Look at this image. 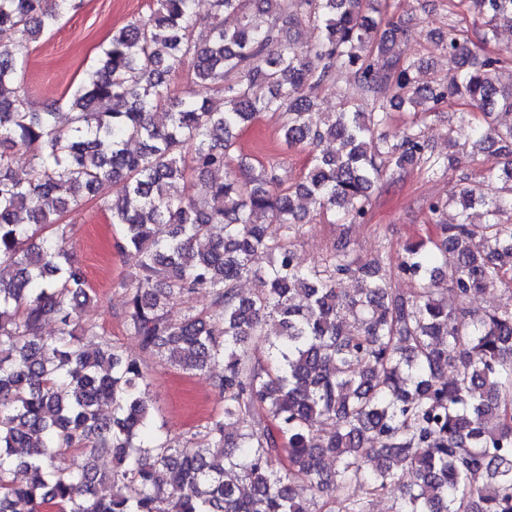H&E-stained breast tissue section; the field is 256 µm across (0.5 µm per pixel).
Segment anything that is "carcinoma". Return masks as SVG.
Masks as SVG:
<instances>
[{
	"mask_svg": "<svg viewBox=\"0 0 512 512\" xmlns=\"http://www.w3.org/2000/svg\"><path fill=\"white\" fill-rule=\"evenodd\" d=\"M467 2L483 44L512 26V0ZM195 5L153 0L149 15L113 32L61 122L52 108L30 110L23 64L82 3L0 0V27L19 34L0 44V262L15 270L0 280V512L22 501L31 512H366L351 489L379 494L402 476L394 512H512V307L463 306L489 288L512 290V124L496 120L512 112V78L499 81L502 60L477 57L453 34L448 80L421 84V64L397 50L403 25L381 18L380 0H210L204 33ZM303 24L317 35L301 49L287 33ZM186 64L189 88L174 99L167 76ZM342 68L370 110L345 94L337 111H319L316 91ZM450 98L480 112L471 152L494 162L458 197L431 202L434 234L398 251V275L414 291L391 287L387 257L351 259L342 237L322 261L302 262L292 248L300 202L333 224H364L387 172L461 168L464 149L450 137L448 153L434 152L417 121L383 132L391 112L424 119ZM263 112L285 114V143L309 149L292 185L278 163L243 160L238 136ZM130 140L141 149L128 151ZM328 140L335 150H320ZM192 176L202 190L187 196L179 184ZM103 180L132 260L127 333L184 374L224 365V417L202 432L169 437L143 360L79 323L96 292L70 260L59 215ZM47 198L57 211L44 209ZM259 254L267 266L255 265ZM244 278L259 284L249 297ZM349 279L357 287H344ZM200 289L209 310L168 318L172 302ZM50 316L57 334L43 336ZM262 336L263 360L251 352ZM79 449L84 461L65 466ZM100 455L112 470H98ZM18 468L32 479L17 483Z\"/></svg>",
	"mask_w": 512,
	"mask_h": 512,
	"instance_id": "cac0c4a2",
	"label": "carcinoma"
}]
</instances>
